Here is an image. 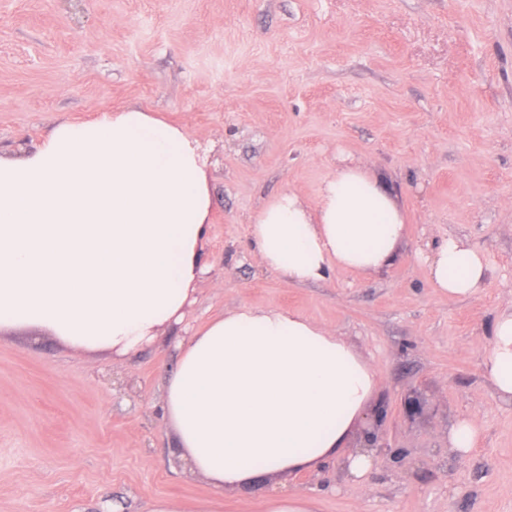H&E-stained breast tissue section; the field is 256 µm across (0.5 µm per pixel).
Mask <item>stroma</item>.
Here are the masks:
<instances>
[{
    "label": "stroma",
    "instance_id": "1",
    "mask_svg": "<svg viewBox=\"0 0 512 512\" xmlns=\"http://www.w3.org/2000/svg\"><path fill=\"white\" fill-rule=\"evenodd\" d=\"M129 105L208 151L205 272L183 323L131 356L0 333V512H151L163 498L265 512L271 489L294 487L315 512H512V401L484 370L512 301V0H0L1 156ZM340 152L388 184L408 234L377 273L288 283L258 264L249 226L288 189L315 205ZM451 235L487 255L476 297L432 286L426 258ZM244 305L353 343L378 372L370 407L394 455L361 480L333 459L220 496L191 472L164 413L176 346ZM464 416L479 437L458 456L448 429Z\"/></svg>",
    "mask_w": 512,
    "mask_h": 512
}]
</instances>
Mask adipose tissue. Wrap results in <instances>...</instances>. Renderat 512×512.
Listing matches in <instances>:
<instances>
[{"label":"adipose tissue","instance_id":"adipose-tissue-1","mask_svg":"<svg viewBox=\"0 0 512 512\" xmlns=\"http://www.w3.org/2000/svg\"><path fill=\"white\" fill-rule=\"evenodd\" d=\"M212 192L198 142L138 107L58 123L33 152L0 156V331L38 328L81 350L138 351L179 325L204 271ZM406 216L384 181L340 158L314 208L293 191L249 230L259 264L292 284L390 264ZM441 294L471 298L486 256L448 237L428 260ZM165 415L216 493L338 455L366 418L377 372L298 312L244 306L178 345ZM485 373L512 400V306L498 314Z\"/></svg>","mask_w":512,"mask_h":512}]
</instances>
